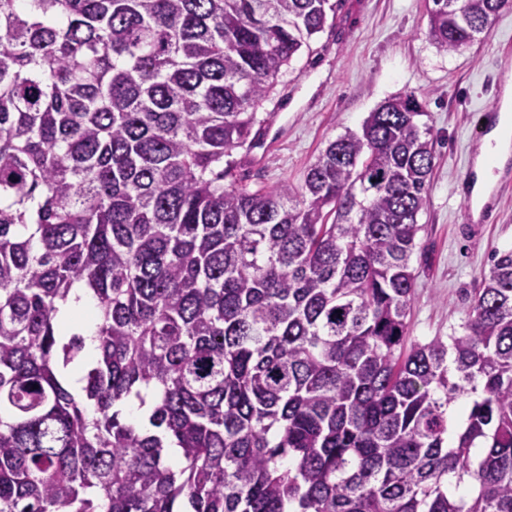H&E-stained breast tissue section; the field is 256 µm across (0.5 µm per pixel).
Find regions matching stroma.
Masks as SVG:
<instances>
[{
  "mask_svg": "<svg viewBox=\"0 0 512 512\" xmlns=\"http://www.w3.org/2000/svg\"><path fill=\"white\" fill-rule=\"evenodd\" d=\"M336 16L311 47L279 73L259 109L256 146L237 152L249 187L300 185L329 141L359 130L384 101L414 92L431 128L434 168L419 215L409 341L450 335L467 319L470 297L491 255L512 248V189L499 210L471 227L454 191L474 162L475 115L512 85V8L488 35L454 52L428 33L427 0H335Z\"/></svg>",
  "mask_w": 512,
  "mask_h": 512,
  "instance_id": "obj_1",
  "label": "stroma"
}]
</instances>
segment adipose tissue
<instances>
[{
	"label": "adipose tissue",
	"instance_id": "ef3b65f1",
	"mask_svg": "<svg viewBox=\"0 0 512 512\" xmlns=\"http://www.w3.org/2000/svg\"><path fill=\"white\" fill-rule=\"evenodd\" d=\"M502 119L498 127L484 140L477 157L475 171L478 175L473 195L479 201H486L494 184V177L488 170L489 162L506 166L512 160V88H506L501 100ZM93 304L82 285H75L69 298L61 307L60 316L68 322H79V331L84 339L87 353H94L97 342L91 325Z\"/></svg>",
	"mask_w": 512,
	"mask_h": 512
}]
</instances>
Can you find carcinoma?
Instances as JSON below:
<instances>
[{
	"label": "carcinoma",
	"mask_w": 512,
	"mask_h": 512,
	"mask_svg": "<svg viewBox=\"0 0 512 512\" xmlns=\"http://www.w3.org/2000/svg\"><path fill=\"white\" fill-rule=\"evenodd\" d=\"M430 2L456 51L512 0ZM332 10L0 0V512H512V248L461 332L404 352L416 96L299 188L224 184ZM76 283L92 358L58 318Z\"/></svg>",
	"instance_id": "1"
}]
</instances>
